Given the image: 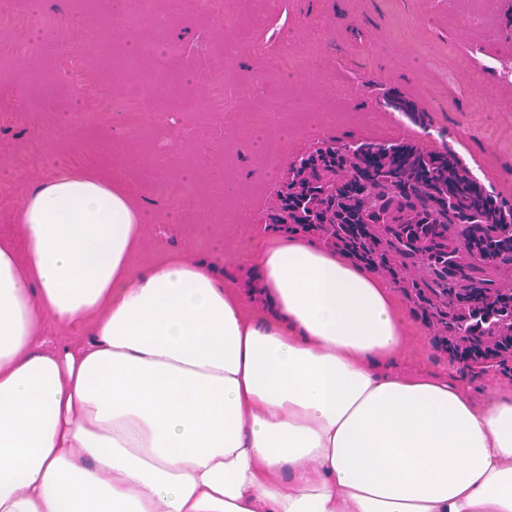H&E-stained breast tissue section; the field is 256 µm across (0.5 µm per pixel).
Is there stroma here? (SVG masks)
I'll use <instances>...</instances> for the list:
<instances>
[{
  "instance_id": "obj_1",
  "label": "stroma",
  "mask_w": 512,
  "mask_h": 512,
  "mask_svg": "<svg viewBox=\"0 0 512 512\" xmlns=\"http://www.w3.org/2000/svg\"><path fill=\"white\" fill-rule=\"evenodd\" d=\"M157 2L165 25L135 35L120 0H5L59 24L8 36L31 50L0 65L1 234L56 167L97 170L151 216L135 267L164 250L231 270L225 243L244 253L278 235L268 216L288 164L323 140L448 149L512 202V0H224L207 16L196 0ZM107 17L87 50L86 31ZM131 88L144 113L134 127L102 109ZM407 314L399 366L451 376L479 401L512 399L511 374L473 377Z\"/></svg>"
}]
</instances>
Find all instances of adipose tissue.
Listing matches in <instances>:
<instances>
[{
  "instance_id": "1",
  "label": "adipose tissue",
  "mask_w": 512,
  "mask_h": 512,
  "mask_svg": "<svg viewBox=\"0 0 512 512\" xmlns=\"http://www.w3.org/2000/svg\"><path fill=\"white\" fill-rule=\"evenodd\" d=\"M60 168L0 236V512H512V400L399 372L392 284L308 237L225 271L162 254ZM89 326L46 346L44 315Z\"/></svg>"
}]
</instances>
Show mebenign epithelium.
<instances>
[{
  "label": "benign epithelium",
  "instance_id": "1",
  "mask_svg": "<svg viewBox=\"0 0 512 512\" xmlns=\"http://www.w3.org/2000/svg\"><path fill=\"white\" fill-rule=\"evenodd\" d=\"M340 155L344 164L339 167L334 160ZM420 169L432 170L442 180L467 188L475 218L462 219L450 207L461 201L459 196L447 192L430 197L422 185L413 184L408 174ZM389 170L397 172L392 197H410V203L399 208L373 200L376 182ZM426 208L440 232L434 241L455 252L459 262L479 261L497 276L512 278V262H502L499 255L475 248L463 250L466 237L487 227L512 242V208L492 196L451 151L424 152L406 141L355 140L340 145L322 141L288 163L287 178L269 221L284 227L302 224L312 231L318 224H347L354 215L366 243L380 251L397 225L415 223Z\"/></svg>",
  "mask_w": 512,
  "mask_h": 512
}]
</instances>
